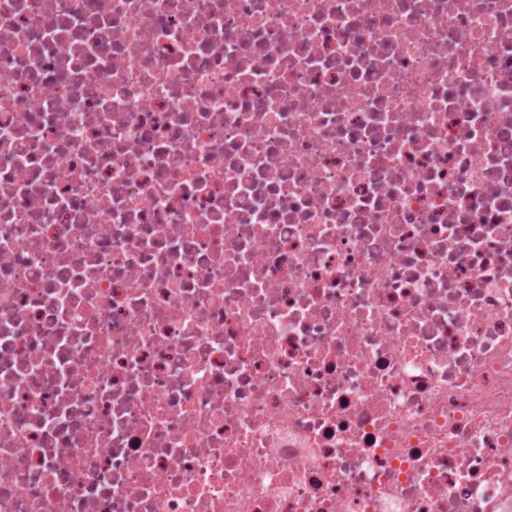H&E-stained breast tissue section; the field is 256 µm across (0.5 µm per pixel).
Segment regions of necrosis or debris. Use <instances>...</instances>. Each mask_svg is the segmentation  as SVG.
Segmentation results:
<instances>
[{"instance_id": "4bbe7bcc", "label": "necrosis or debris", "mask_w": 512, "mask_h": 512, "mask_svg": "<svg viewBox=\"0 0 512 512\" xmlns=\"http://www.w3.org/2000/svg\"><path fill=\"white\" fill-rule=\"evenodd\" d=\"M0 512H512V0H0Z\"/></svg>"}]
</instances>
